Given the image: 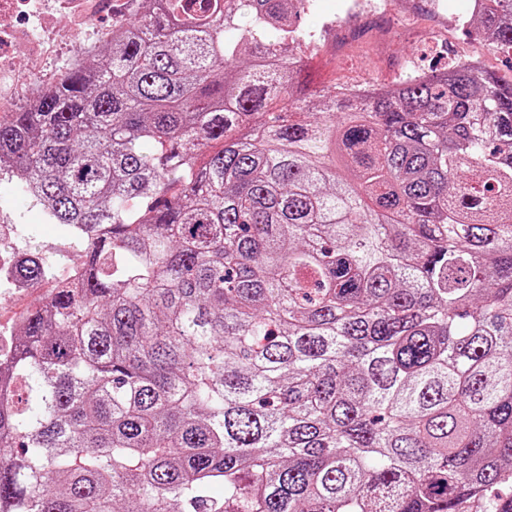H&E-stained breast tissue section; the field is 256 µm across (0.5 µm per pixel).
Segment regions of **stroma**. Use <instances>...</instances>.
Wrapping results in <instances>:
<instances>
[{
  "instance_id": "stroma-1",
  "label": "stroma",
  "mask_w": 512,
  "mask_h": 512,
  "mask_svg": "<svg viewBox=\"0 0 512 512\" xmlns=\"http://www.w3.org/2000/svg\"><path fill=\"white\" fill-rule=\"evenodd\" d=\"M444 0H308L299 20L302 38L291 50L304 65L309 89L331 96L341 87L391 86L416 70L446 66L449 59H480L483 68L512 75V55L485 32L448 14ZM18 60L28 77L12 86L11 111L29 107V82L57 74L65 52ZM12 225L17 241L35 236L44 247L56 245L59 225L48 223L39 208L23 198L17 178L0 176V225Z\"/></svg>"
}]
</instances>
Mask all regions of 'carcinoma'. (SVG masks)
<instances>
[{
  "label": "carcinoma",
  "mask_w": 512,
  "mask_h": 512,
  "mask_svg": "<svg viewBox=\"0 0 512 512\" xmlns=\"http://www.w3.org/2000/svg\"><path fill=\"white\" fill-rule=\"evenodd\" d=\"M305 2L136 0L0 121L65 230L0 238L50 285L0 356V512H512V79L313 103Z\"/></svg>",
  "instance_id": "obj_1"
}]
</instances>
